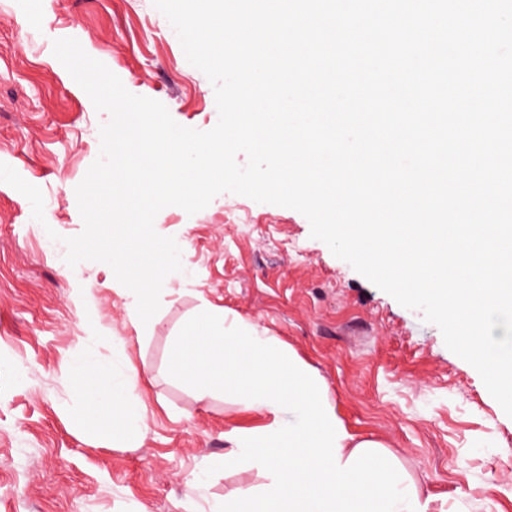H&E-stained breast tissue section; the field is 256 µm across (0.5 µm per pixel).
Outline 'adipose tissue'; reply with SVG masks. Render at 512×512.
Instances as JSON below:
<instances>
[{
  "label": "adipose tissue",
  "instance_id": "obj_1",
  "mask_svg": "<svg viewBox=\"0 0 512 512\" xmlns=\"http://www.w3.org/2000/svg\"><path fill=\"white\" fill-rule=\"evenodd\" d=\"M171 368L201 395L224 394L249 410L267 413L257 430L225 432V467L248 464L270 482L256 494L224 498L212 512H430L382 444L357 438L336 414L323 379L290 348L258 335L244 320L209 309L189 322L171 357ZM99 434L135 433L142 417L126 400L129 383L101 388L72 367ZM287 423H280V413Z\"/></svg>",
  "mask_w": 512,
  "mask_h": 512
}]
</instances>
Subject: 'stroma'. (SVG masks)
<instances>
[{
  "label": "stroma",
  "instance_id": "obj_1",
  "mask_svg": "<svg viewBox=\"0 0 512 512\" xmlns=\"http://www.w3.org/2000/svg\"><path fill=\"white\" fill-rule=\"evenodd\" d=\"M61 38L178 124L218 121L212 84L153 0H0V162L41 189L45 216L0 182V512H209L268 484L218 464L225 431L267 416L200 397L170 368L208 307L294 350L348 429L386 446L433 512H512V417L421 310L311 238L300 212L228 192L192 215L163 208L154 227L175 239L183 269L145 325L131 322L133 297L109 266L66 263L63 240L83 229L75 188L110 116L54 56ZM74 363L130 379L145 424L136 441L99 436L66 374Z\"/></svg>",
  "mask_w": 512,
  "mask_h": 512
}]
</instances>
